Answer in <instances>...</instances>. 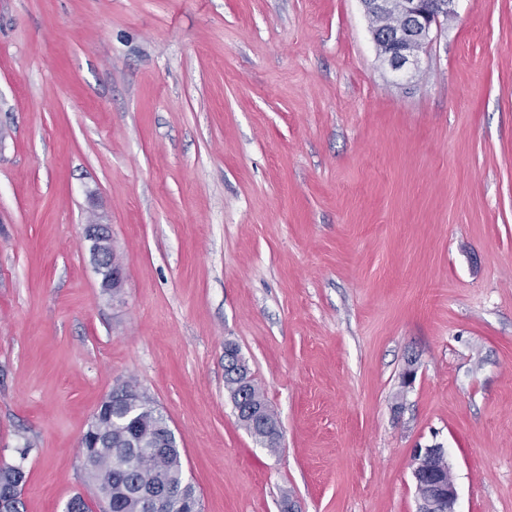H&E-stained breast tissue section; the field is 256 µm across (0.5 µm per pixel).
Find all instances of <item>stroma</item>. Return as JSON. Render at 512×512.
<instances>
[{"label":"stroma","instance_id":"stroma-1","mask_svg":"<svg viewBox=\"0 0 512 512\" xmlns=\"http://www.w3.org/2000/svg\"><path fill=\"white\" fill-rule=\"evenodd\" d=\"M455 10L405 79L360 0H0V462L22 512L97 507L80 438L128 378L202 512H417L434 443L457 512H512V0ZM229 342L277 451L235 415ZM85 239L90 242V250L97 273L101 276V287L118 295L124 288L125 275L117 256L108 224L95 220L85 225ZM224 369L238 376H246L248 380L250 379L249 367L240 355L238 348L233 344L227 345L224 348ZM224 386L230 392L231 397L235 398L240 390L245 389L253 402L266 403L264 393L252 379L246 385H242L239 378H234L231 373L224 371Z\"/></svg>","mask_w":512,"mask_h":512}]
</instances>
